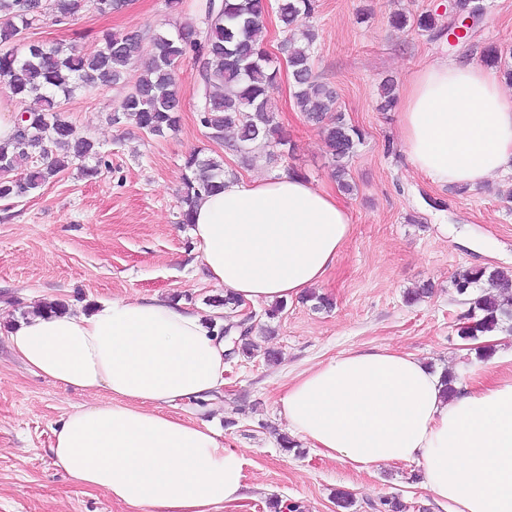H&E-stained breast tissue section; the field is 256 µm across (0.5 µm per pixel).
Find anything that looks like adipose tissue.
I'll use <instances>...</instances> for the list:
<instances>
[{"mask_svg": "<svg viewBox=\"0 0 512 512\" xmlns=\"http://www.w3.org/2000/svg\"><path fill=\"white\" fill-rule=\"evenodd\" d=\"M400 111L407 158L432 182L476 188L512 167V97L483 63L424 64ZM351 232L338 196L294 173L225 181L191 211L208 281L245 303L320 284ZM8 340L32 372L108 396L54 432L55 461L76 485L130 512H214L242 499L243 456L164 411L223 386L216 322L154 298L112 299L87 314L32 316ZM279 404L289 430L326 456L358 468L416 464L450 512H512V376L487 371L447 398L412 354L350 351L299 375Z\"/></svg>", "mask_w": 512, "mask_h": 512, "instance_id": "1", "label": "adipose tissue"}]
</instances>
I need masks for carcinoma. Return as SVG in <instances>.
Masks as SVG:
<instances>
[{
    "mask_svg": "<svg viewBox=\"0 0 512 512\" xmlns=\"http://www.w3.org/2000/svg\"><path fill=\"white\" fill-rule=\"evenodd\" d=\"M92 2L93 9L108 14L121 0H0V83L13 98L24 103L33 98L37 109L18 115L12 141L0 145V200L25 198L42 189L75 160H91L86 175L99 172L101 152L96 143L77 133L68 120L67 102L76 91L94 84H118L130 64L140 56L143 38L138 34L105 32L101 49L92 56L72 46L27 42L23 37L41 12L52 10L67 21ZM316 0H278L281 29L293 33L284 44V62L263 56L265 27L262 0H202L204 27L186 24L177 34L155 32L149 57L137 79L115 109V124L131 123L156 137L177 129L182 105L177 70L191 60L201 76L198 89L200 123L207 137L237 153L249 165L255 151L285 146L275 121L272 91L286 66L300 112L322 125L324 139L341 188L350 193L347 168L362 130L338 110L336 93L313 72L315 33L299 29V20L315 12ZM417 28L431 35L441 31L437 15L423 12ZM394 81H384L379 110L396 104ZM186 175L181 195L179 223H190L195 200L224 187L223 162L194 151L185 158ZM460 295L480 292L458 323V336L474 341L512 323V275L484 267L465 269L454 277Z\"/></svg>",
    "mask_w": 512,
    "mask_h": 512,
    "instance_id": "obj_1",
    "label": "carcinoma"
}]
</instances>
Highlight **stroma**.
Instances as JSON below:
<instances>
[{
	"mask_svg": "<svg viewBox=\"0 0 512 512\" xmlns=\"http://www.w3.org/2000/svg\"><path fill=\"white\" fill-rule=\"evenodd\" d=\"M199 0L171 10L166 0H130L102 15L85 7L73 20L45 16L25 37L75 45L96 54L101 32H176L200 22ZM486 13L465 45L449 46L415 25L398 29L391 18L426 11L447 14L448 0H318L308 24L316 34L314 72L337 93V105L365 134L349 162L353 193L340 199L352 218V233L334 267L316 288L332 308L288 300L276 318L264 305L236 309L256 347L225 365L224 384L208 400H179L173 416L203 422L225 447L244 459L245 496L217 512H274V501L297 503L301 512H379L382 499L396 497L405 512H437L414 464L356 470L305 443L281 448L288 427L279 399L288 382L319 363L356 349L391 348L410 353L436 370L454 369L462 382L483 375L475 346L457 334L466 296L454 275L484 266L512 273V173L460 192L436 184L407 162L400 137V112L377 109L380 84L405 86L411 73L438 56L477 59L487 44L512 68V0H484ZM140 72L132 64L124 82L94 86L65 104L77 132L96 141L106 161L97 177L81 163L31 196L0 201V512H125L104 492L73 484L50 451L53 431L92 396L59 387L26 369L14 356L7 331L43 302L59 301L79 314L112 298L157 297L205 315L218 292L206 281L189 225L180 223L184 161L192 151L223 159L235 179L295 171L315 186L337 189L336 170L320 125L307 122L281 75L272 97L276 119L292 149L271 161L258 155L251 166L211 141L199 122L192 63L178 70L181 126L154 137L109 117ZM428 283L420 302L405 301L409 289ZM281 354L268 362V351ZM349 492L341 510L336 491Z\"/></svg>",
	"mask_w": 512,
	"mask_h": 512,
	"instance_id": "35a3bbf8",
	"label": "stroma"
}]
</instances>
